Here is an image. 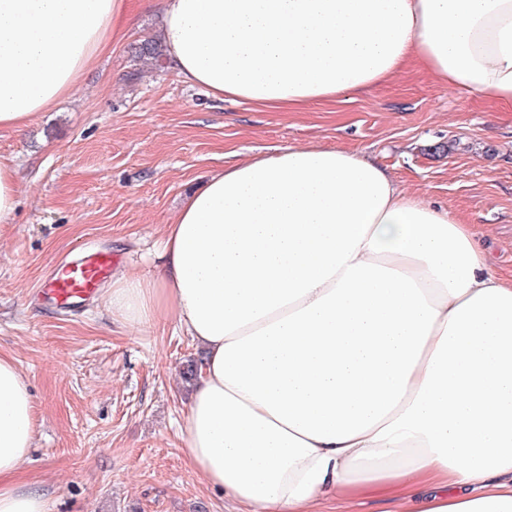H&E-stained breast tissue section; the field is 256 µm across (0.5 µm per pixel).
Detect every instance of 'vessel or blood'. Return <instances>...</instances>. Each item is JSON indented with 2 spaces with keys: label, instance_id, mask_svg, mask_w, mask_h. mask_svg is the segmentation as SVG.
<instances>
[{
  "label": "vessel or blood",
  "instance_id": "1",
  "mask_svg": "<svg viewBox=\"0 0 512 512\" xmlns=\"http://www.w3.org/2000/svg\"><path fill=\"white\" fill-rule=\"evenodd\" d=\"M111 271V254L95 252L86 255L81 261L62 266L47 281L46 288L56 304L67 305L94 294L100 282Z\"/></svg>",
  "mask_w": 512,
  "mask_h": 512
}]
</instances>
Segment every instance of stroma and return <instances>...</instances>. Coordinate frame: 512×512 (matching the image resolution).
<instances>
[{
  "instance_id": "1",
  "label": "stroma",
  "mask_w": 512,
  "mask_h": 512,
  "mask_svg": "<svg viewBox=\"0 0 512 512\" xmlns=\"http://www.w3.org/2000/svg\"><path fill=\"white\" fill-rule=\"evenodd\" d=\"M157 6L127 0L74 91L0 132L20 200L0 224V355L29 382L37 421L17 479L54 512H231L179 434L195 385L185 371L202 356L192 339L170 320L129 329L96 297L58 309L39 296L92 249L111 251L114 271H152L166 224L213 173L306 144L366 155L471 224L494 270L512 272V112L418 65L305 107L221 100L135 56L156 36Z\"/></svg>"
}]
</instances>
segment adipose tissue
Listing matches in <instances>:
<instances>
[{"label": "adipose tissue", "instance_id": "adipose-tissue-1", "mask_svg": "<svg viewBox=\"0 0 512 512\" xmlns=\"http://www.w3.org/2000/svg\"><path fill=\"white\" fill-rule=\"evenodd\" d=\"M126 0H0V131L76 86ZM171 66L218 96L299 107L410 64L512 108V0H163ZM107 283L128 325L174 317L202 350L185 454L236 512H317L399 489L418 512H512V277L468 224L342 149L212 175ZM33 395L0 357V512H53L17 480Z\"/></svg>", "mask_w": 512, "mask_h": 512}]
</instances>
